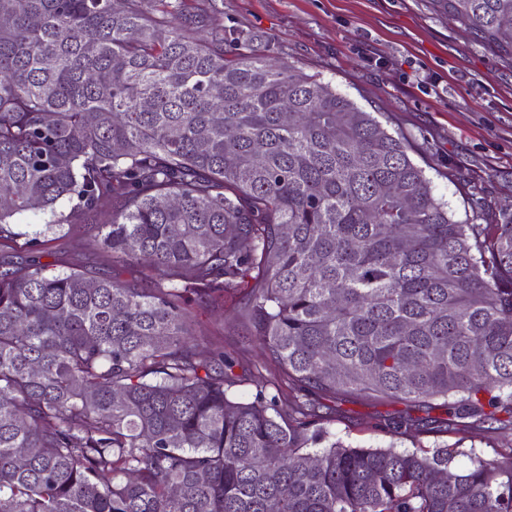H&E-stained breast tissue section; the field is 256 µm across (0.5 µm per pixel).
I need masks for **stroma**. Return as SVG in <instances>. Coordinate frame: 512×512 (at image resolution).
Wrapping results in <instances>:
<instances>
[{
    "mask_svg": "<svg viewBox=\"0 0 512 512\" xmlns=\"http://www.w3.org/2000/svg\"><path fill=\"white\" fill-rule=\"evenodd\" d=\"M224 26L251 39L274 65L287 64L330 83L393 134L409 141L411 159L430 179L433 191L462 224H489L512 209V57L500 54L429 0H219ZM55 270L71 268L140 280L136 267L113 264L111 253L94 245L83 222L66 228L44 256ZM227 300L223 312L205 313L197 330L210 345L235 360V374L247 377L236 393L250 397L251 377L261 368L262 350ZM337 436L355 446L458 448L457 468L471 455L498 458L512 448V425L470 421L436 433L445 418L432 403L340 393L325 397ZM419 429L394 433L400 418Z\"/></svg>",
    "mask_w": 512,
    "mask_h": 512,
    "instance_id": "obj_1",
    "label": "stroma"
}]
</instances>
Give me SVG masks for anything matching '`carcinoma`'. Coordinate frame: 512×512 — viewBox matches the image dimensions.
I'll use <instances>...</instances> for the list:
<instances>
[{"label": "carcinoma", "instance_id": "cac0c4a2", "mask_svg": "<svg viewBox=\"0 0 512 512\" xmlns=\"http://www.w3.org/2000/svg\"><path fill=\"white\" fill-rule=\"evenodd\" d=\"M208 2L0 0V246L47 216L0 255V512H512V466L353 447L320 412L355 392L512 416V210L454 221L404 138L226 56ZM431 5L512 54V0ZM105 199L87 235L142 288L41 262ZM238 293L269 372L252 400L194 343Z\"/></svg>", "mask_w": 512, "mask_h": 512}]
</instances>
